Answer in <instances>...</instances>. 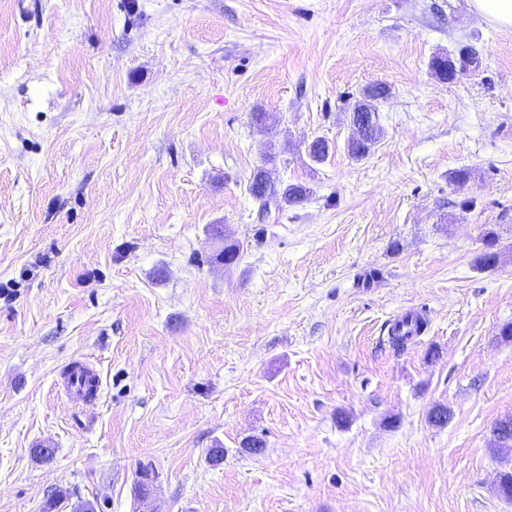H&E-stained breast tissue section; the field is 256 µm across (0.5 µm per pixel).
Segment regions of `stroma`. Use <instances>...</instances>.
I'll return each instance as SVG.
<instances>
[{
  "mask_svg": "<svg viewBox=\"0 0 512 512\" xmlns=\"http://www.w3.org/2000/svg\"><path fill=\"white\" fill-rule=\"evenodd\" d=\"M465 46L478 68L438 79ZM262 166L311 190L276 222ZM508 323L512 28L471 0H0V512H512ZM390 95V89L382 85H373L366 88L361 98L353 105L351 123L356 125L363 123L366 119L365 129L360 135H355L348 144L349 153L355 158H362L369 153L371 147L383 134L382 126L379 124V113L377 104ZM371 117L373 120H371ZM416 313V310L401 313L399 315H396L391 322L394 324L398 320L402 319L404 316L408 314L416 315ZM424 326V317L421 315H416L414 323L412 321L409 323L408 321L406 325H404L403 327H399L398 330L396 327L391 328V330H389V341L392 344V346L396 349L404 348V346L409 342V340L422 333ZM68 368L70 371L63 379L64 391L72 405H85L88 401L86 392L89 385L93 384L95 389L98 387L93 376L98 378V375L86 361H73Z\"/></svg>",
  "mask_w": 512,
  "mask_h": 512,
  "instance_id": "obj_1",
  "label": "stroma"
}]
</instances>
